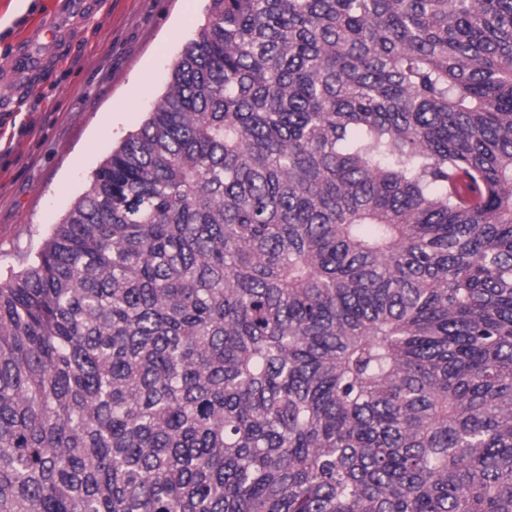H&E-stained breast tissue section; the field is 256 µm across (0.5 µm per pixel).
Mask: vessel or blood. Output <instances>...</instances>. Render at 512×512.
<instances>
[{"label":"vessel or blood","mask_w":512,"mask_h":512,"mask_svg":"<svg viewBox=\"0 0 512 512\" xmlns=\"http://www.w3.org/2000/svg\"><path fill=\"white\" fill-rule=\"evenodd\" d=\"M59 39L57 28L45 13L30 16L25 31L17 40V49L9 65L0 69V87L10 85L19 77L33 74L42 55L53 51Z\"/></svg>","instance_id":"1"}]
</instances>
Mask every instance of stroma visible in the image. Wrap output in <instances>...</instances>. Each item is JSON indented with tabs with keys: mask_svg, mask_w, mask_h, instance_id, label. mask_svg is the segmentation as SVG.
<instances>
[{
	"mask_svg": "<svg viewBox=\"0 0 512 512\" xmlns=\"http://www.w3.org/2000/svg\"><path fill=\"white\" fill-rule=\"evenodd\" d=\"M208 0H100L63 18L61 47L0 90V276L37 250L93 171L136 131L167 86ZM41 0H0V67Z\"/></svg>",
	"mask_w": 512,
	"mask_h": 512,
	"instance_id": "stroma-1",
	"label": "stroma"
}]
</instances>
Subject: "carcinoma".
<instances>
[{"label": "carcinoma", "instance_id": "carcinoma-1", "mask_svg": "<svg viewBox=\"0 0 512 512\" xmlns=\"http://www.w3.org/2000/svg\"><path fill=\"white\" fill-rule=\"evenodd\" d=\"M0 279V512H512V0H211Z\"/></svg>", "mask_w": 512, "mask_h": 512}]
</instances>
